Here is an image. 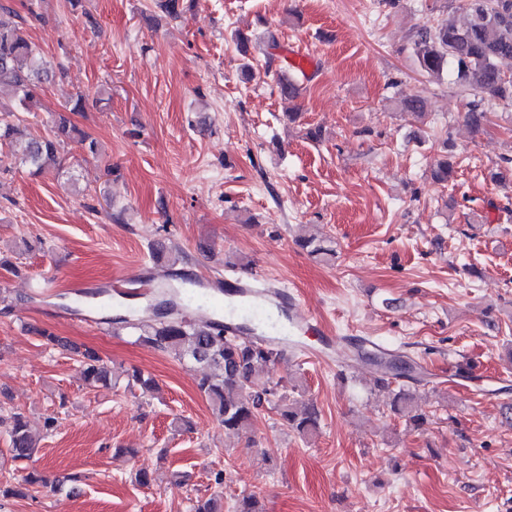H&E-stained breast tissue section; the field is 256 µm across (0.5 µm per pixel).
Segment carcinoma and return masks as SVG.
<instances>
[{"label": "carcinoma", "mask_w": 512, "mask_h": 512, "mask_svg": "<svg viewBox=\"0 0 512 512\" xmlns=\"http://www.w3.org/2000/svg\"><path fill=\"white\" fill-rule=\"evenodd\" d=\"M156 7L172 19L181 17L196 7V0H156ZM446 11L416 27L409 40L412 56L419 70L429 77H452L455 83L475 92L479 99L469 102L463 119L477 135L483 131L493 104H512V0H460L463 17L454 15L456 8L445 5ZM42 19L40 13L29 9L20 22L6 25L0 22V148L13 147L24 141L20 163L39 175L58 165L57 145L62 138H73L87 156L101 152L99 141L79 131L64 116L66 112L84 109L82 96L76 95L62 104L53 128L45 135H34L20 113L33 111L47 86L64 77L55 69L40 49L25 34V26ZM398 109L425 123L429 116L427 103L420 97L402 99ZM447 153L441 155L430 169L433 181L446 183L455 173L453 145L443 141ZM300 246L315 256H332L333 249L322 241L299 240ZM138 338L160 350L173 353L180 360L205 370L198 381L216 419L224 431L249 433L265 398L274 397L275 409L287 427L302 438L317 433L321 413L313 401L293 402L285 393L265 380V369L278 351L265 340L245 336H226L218 323L195 326L185 323L160 322L137 324ZM83 375L90 385L107 386L112 373L93 351L81 353ZM379 388L390 393L391 412L407 418L416 428L426 423V416L414 405V394L403 387H392L391 376L381 370L376 378ZM127 386L143 391L156 389L153 377L134 370L127 374ZM7 429L9 452L16 461L31 458L37 439L24 416L15 412L0 417V427ZM191 512H222L221 496L212 494L197 498Z\"/></svg>", "instance_id": "obj_1"}]
</instances>
